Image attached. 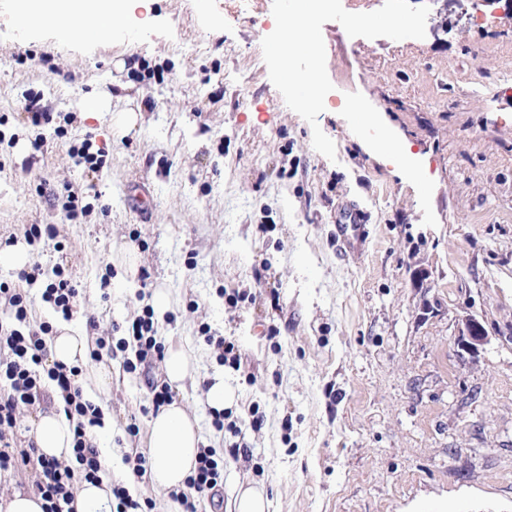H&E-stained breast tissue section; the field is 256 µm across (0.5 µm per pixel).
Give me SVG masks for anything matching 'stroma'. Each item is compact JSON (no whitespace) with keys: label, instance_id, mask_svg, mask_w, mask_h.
Here are the masks:
<instances>
[{"label":"stroma","instance_id":"35a3bbf8","mask_svg":"<svg viewBox=\"0 0 512 512\" xmlns=\"http://www.w3.org/2000/svg\"><path fill=\"white\" fill-rule=\"evenodd\" d=\"M149 8L150 24L135 15L73 40L0 0V243L56 225L63 251L30 259L71 275L75 329L89 312L121 338L155 290L169 293L158 336L194 361L173 399L224 455L225 504L253 486L269 512H512V15L486 0ZM288 12L309 14L316 34L291 48L289 70L274 26ZM475 14L496 21L477 28ZM308 75L328 107L303 104ZM32 93L55 115L41 131L26 120ZM91 96L105 108L84 112ZM124 111L132 129L116 123ZM380 130L409 144L408 165L388 162ZM88 135L105 148L99 177L71 156ZM67 189L102 209L67 220L49 203ZM140 191L142 220L126 205ZM346 201L375 227L350 257L334 238ZM473 320L486 340L470 354L457 342ZM213 336L238 344L239 370ZM111 366L108 387L87 393L104 413L106 476L152 512H177L127 470L154 409L144 378ZM217 372L236 390L224 420L241 434L211 424ZM240 445L248 456L233 457Z\"/></svg>","mask_w":512,"mask_h":512}]
</instances>
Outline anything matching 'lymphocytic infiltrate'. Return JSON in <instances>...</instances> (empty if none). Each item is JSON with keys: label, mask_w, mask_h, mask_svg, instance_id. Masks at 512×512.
Returning <instances> with one entry per match:
<instances>
[{"label": "lymphocytic infiltrate", "mask_w": 512, "mask_h": 512, "mask_svg": "<svg viewBox=\"0 0 512 512\" xmlns=\"http://www.w3.org/2000/svg\"><path fill=\"white\" fill-rule=\"evenodd\" d=\"M51 272L53 278L41 298L64 319H72L79 291L62 267H53ZM43 274L42 267L35 264L20 270L14 282H0V306L9 314L7 322H0V475L15 477L34 470L31 488L42 500L43 512H74L75 475L93 481L100 478L102 461L93 432L103 427V413L77 385L79 367L50 361L52 325L33 326L28 321L29 289ZM86 326L95 333L94 315H87ZM157 333L151 311H143L133 318L125 338L115 341L95 333L90 357L96 362L105 356L122 358L127 372L145 376L152 403L159 408L170 403L173 396L166 382L151 376L156 363L165 357ZM131 342L137 351L135 357L128 358L124 352ZM55 402L74 424L73 456L67 461L43 455L34 443H21L17 436L26 408ZM223 482V460L215 449L203 448L184 488L173 491L172 497L180 512H201L206 504L215 508Z\"/></svg>", "instance_id": "f902f5d3"}]
</instances>
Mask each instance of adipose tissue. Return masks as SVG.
<instances>
[{
	"label": "adipose tissue",
	"instance_id": "adipose-tissue-1",
	"mask_svg": "<svg viewBox=\"0 0 512 512\" xmlns=\"http://www.w3.org/2000/svg\"><path fill=\"white\" fill-rule=\"evenodd\" d=\"M147 0H17L19 20L61 22L70 36L110 33L125 15L146 7ZM31 435L40 453L65 459L72 454L73 426L65 417L39 415ZM201 443L200 429L181 405L162 407L149 423L151 482L156 489L182 487L194 471Z\"/></svg>",
	"mask_w": 512,
	"mask_h": 512
}]
</instances>
